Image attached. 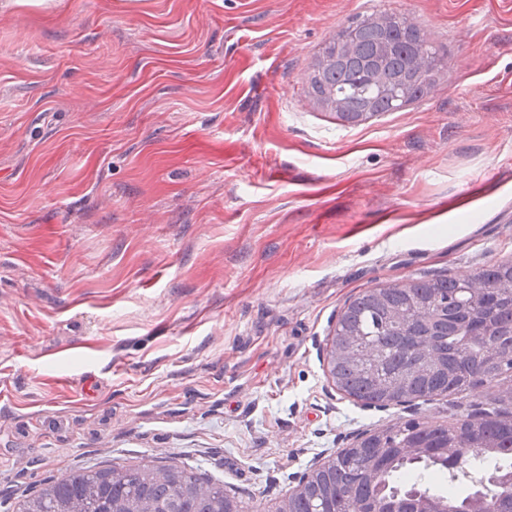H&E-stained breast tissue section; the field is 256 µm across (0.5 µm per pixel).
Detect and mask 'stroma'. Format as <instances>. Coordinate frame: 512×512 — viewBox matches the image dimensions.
I'll list each match as a JSON object with an SVG mask.
<instances>
[{
  "label": "stroma",
  "mask_w": 512,
  "mask_h": 512,
  "mask_svg": "<svg viewBox=\"0 0 512 512\" xmlns=\"http://www.w3.org/2000/svg\"><path fill=\"white\" fill-rule=\"evenodd\" d=\"M396 12L447 72L351 126L308 75ZM512 260V0H0V512L176 459L277 512L361 431L326 347L369 288Z\"/></svg>",
  "instance_id": "stroma-1"
}]
</instances>
